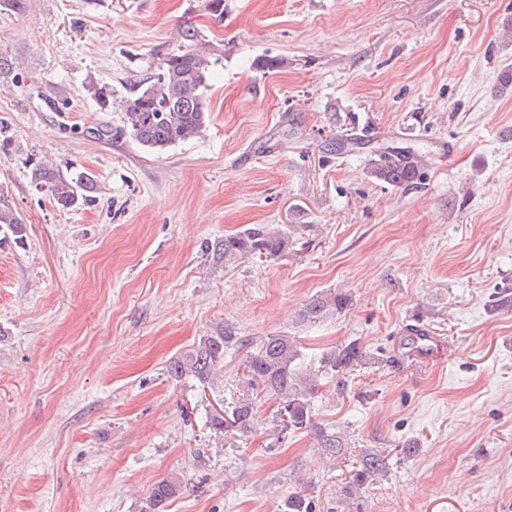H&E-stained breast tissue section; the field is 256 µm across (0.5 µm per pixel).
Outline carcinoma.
I'll return each instance as SVG.
<instances>
[{"label":"carcinoma","mask_w":512,"mask_h":512,"mask_svg":"<svg viewBox=\"0 0 512 512\" xmlns=\"http://www.w3.org/2000/svg\"><path fill=\"white\" fill-rule=\"evenodd\" d=\"M181 38L183 44L159 57L155 72L129 90L122 132L149 151L160 152L197 138L209 120L206 92L214 47L190 25L181 31ZM21 68L17 59L0 51V88L23 85ZM372 154L369 174L379 182L410 187L422 178V154L413 148L401 150L387 146ZM29 178L32 186L47 190L54 204L63 210L88 202V193L94 189L91 175L81 172L66 176L37 159L29 160ZM25 238L26 224L12 207L8 191L1 186L0 247L9 243L20 245ZM295 244L294 231L286 224H251L224 235L215 243L212 253L215 260L227 267L244 258L281 257L294 250ZM351 301V296L344 292H321L299 310L296 322L321 323L343 313ZM238 342L239 336L233 328L218 326L195 340L188 350L171 358L168 372L176 379L191 378L205 386L224 368V353ZM300 359L295 337L268 336L260 349L245 360L248 385L260 388L263 397L275 400V415L282 423V430L313 433L317 447L326 456L355 457V466L341 488L342 494L351 497L387 475L389 452L348 447L341 432L314 422L313 399L318 377L330 380L335 390L343 393L350 373L369 364L372 354L360 343L351 341L323 354L314 371H304ZM257 408L256 398H240L224 414L212 417V427L244 435L252 430ZM183 488L184 481L178 475L157 482L142 512H167V505ZM280 512H316L315 503L303 492H294L283 501Z\"/></svg>","instance_id":"obj_1"}]
</instances>
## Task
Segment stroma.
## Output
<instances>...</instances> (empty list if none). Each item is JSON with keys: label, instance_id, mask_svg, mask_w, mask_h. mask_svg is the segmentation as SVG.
Segmentation results:
<instances>
[{"label": "stroma", "instance_id": "stroma-1", "mask_svg": "<svg viewBox=\"0 0 512 512\" xmlns=\"http://www.w3.org/2000/svg\"><path fill=\"white\" fill-rule=\"evenodd\" d=\"M189 24L219 55L210 120L151 152L120 105ZM0 51L65 104L0 90V185L27 226L0 248V512H140L175 473L168 512H279L299 489L316 512H512V311L493 305L512 288V0H224L220 19L201 0H30L0 11ZM385 146L422 152L417 187L370 177ZM31 157L91 174L92 201L57 208ZM249 224L296 225L303 248L215 262L209 245ZM330 288L351 306L297 324ZM224 323L240 341L216 378H172ZM415 325L431 347L408 353ZM281 333L308 368L353 340L374 355L346 393L315 390V422L351 447L418 446L361 497L341 493L350 461L282 432L275 401L247 435L211 424Z\"/></svg>", "mask_w": 512, "mask_h": 512}]
</instances>
